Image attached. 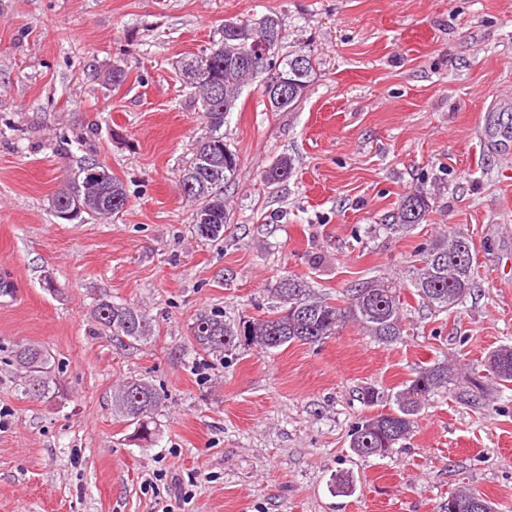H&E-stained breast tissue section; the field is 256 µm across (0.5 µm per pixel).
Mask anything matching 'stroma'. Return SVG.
I'll return each instance as SVG.
<instances>
[{"label": "stroma", "mask_w": 512, "mask_h": 512, "mask_svg": "<svg viewBox=\"0 0 512 512\" xmlns=\"http://www.w3.org/2000/svg\"><path fill=\"white\" fill-rule=\"evenodd\" d=\"M271 11L314 80L291 112L243 89L224 126L240 163L230 224L205 242L179 179L207 126L180 63L225 22ZM282 155L291 175L266 186L261 169ZM88 161L124 182L129 208L55 218L64 171ZM420 189L426 221L385 230ZM457 228L477 286L438 313L407 288L408 267ZM287 272L329 297L398 282L401 340L349 324L196 366V317L261 316ZM0 276L16 288L0 300V512H439L461 488L512 512V388L487 385L474 404L455 378L388 457L349 447L369 413L361 387L391 394L443 360L478 372L512 346V0H0ZM104 292L152 316L150 343L101 333ZM27 342L53 356L63 400L24 395L12 352ZM135 377L166 397L145 448L112 412L115 386Z\"/></svg>", "instance_id": "1"}]
</instances>
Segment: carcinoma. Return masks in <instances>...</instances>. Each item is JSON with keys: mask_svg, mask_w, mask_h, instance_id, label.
<instances>
[{"mask_svg": "<svg viewBox=\"0 0 512 512\" xmlns=\"http://www.w3.org/2000/svg\"><path fill=\"white\" fill-rule=\"evenodd\" d=\"M285 39L282 18L275 12L254 22L241 23L239 29L227 32L213 44L204 57L182 62L183 82L192 89L194 102L200 105L208 120L209 135L198 141L194 156L182 170L195 174L196 190L186 189V180L180 181L183 194L196 203L191 223L197 236L205 241L224 237L228 226L229 208L224 191L235 180L238 156L224 141V124L237 105L242 87L256 83L272 112H289L305 96L315 65L299 79L296 98L279 103L270 91L267 77L276 69L285 71L288 62L301 51L283 53ZM204 66L223 85V94L213 98L208 86L200 81L198 68ZM101 171L94 186H89L88 172ZM293 162L281 156L262 171V179L273 186L288 179ZM129 197L122 180L98 163H87L66 179L51 196L53 211L77 209L76 218H107L113 211L122 212ZM430 210L427 193L418 190L407 195L391 215L386 229L395 233L411 231L422 223ZM206 215L208 224L196 223V217ZM410 286L428 306L444 312L458 307L476 286L474 255L469 237L462 232L445 234L428 244L411 265ZM273 305L270 312L259 318L239 322L224 319V312L216 309L199 315L191 327V345L202 357L224 358L239 347L247 346L268 353L293 342L303 345L318 343L336 333L347 323L358 327L364 335L381 344L401 339L404 332L400 295L394 282L379 279L358 284L347 290L343 300L336 301L315 292L310 283L296 274L280 276L270 289ZM93 317L112 339L123 344H144L155 335L153 321L141 308L113 300H96ZM15 363L25 375V392L33 386L42 388L41 397L49 400L63 397L56 376L52 356L41 347L28 344L15 351ZM486 374L469 378L477 391L484 390L483 380L492 379L504 388L512 386V348L503 347L492 352L484 363ZM451 368L446 362L422 367L403 385V389L385 398L374 387L362 388L361 402L368 408L391 400V411L366 416L350 430L349 448L361 457H385L396 445L405 441L415 428L419 403L414 394L448 388ZM164 406V396L145 378H134L120 384L112 394V411L135 426L136 436L146 443L155 439L156 415ZM444 512H496L494 504L472 490H459L448 496Z\"/></svg>", "mask_w": 512, "mask_h": 512, "instance_id": "cac0c4a2", "label": "carcinoma"}]
</instances>
